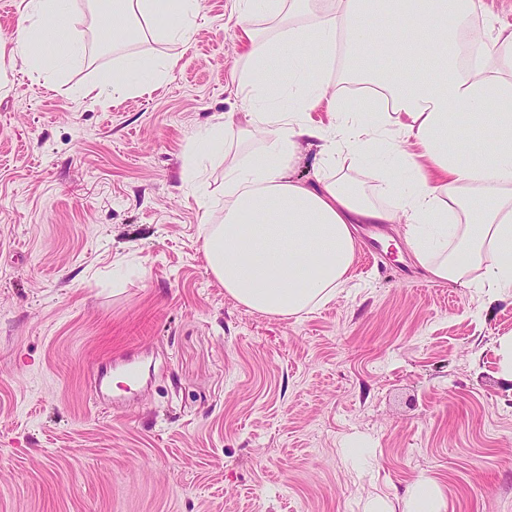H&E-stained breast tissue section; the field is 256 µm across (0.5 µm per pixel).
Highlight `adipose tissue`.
<instances>
[{"mask_svg": "<svg viewBox=\"0 0 512 512\" xmlns=\"http://www.w3.org/2000/svg\"><path fill=\"white\" fill-rule=\"evenodd\" d=\"M21 22L0 58L42 78L76 53L65 0H21ZM484 0H234L231 17L249 41L239 84L251 103L243 140L230 153L231 121L201 129L183 178L201 183L200 153L227 157L224 218L206 227L207 271L246 309L297 316L330 301L349 277L361 224H396L417 264L436 281L495 300L512 295V25L487 35L472 24ZM277 20L269 39L256 11ZM201 0H92L113 47L149 30L185 46ZM177 56L130 55L82 97L118 101L157 89ZM359 84L349 106L333 74ZM331 115L329 124L311 112ZM475 138L479 155L449 149ZM316 147L313 181L295 179L303 145ZM377 155L372 193L340 161Z\"/></svg>", "mask_w": 512, "mask_h": 512, "instance_id": "adipose-tissue-1", "label": "adipose tissue"}]
</instances>
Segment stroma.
I'll use <instances>...</instances> for the list:
<instances>
[{
	"instance_id": "35a3bbf8",
	"label": "stroma",
	"mask_w": 512,
	"mask_h": 512,
	"mask_svg": "<svg viewBox=\"0 0 512 512\" xmlns=\"http://www.w3.org/2000/svg\"><path fill=\"white\" fill-rule=\"evenodd\" d=\"M232 3L203 0L180 50L145 36L38 82L0 65V512H402L422 479L443 512H512L511 295L430 280L391 224L299 316L208 273L183 163L246 106ZM173 51L152 95L78 96ZM108 350L140 374L97 401Z\"/></svg>"
}]
</instances>
